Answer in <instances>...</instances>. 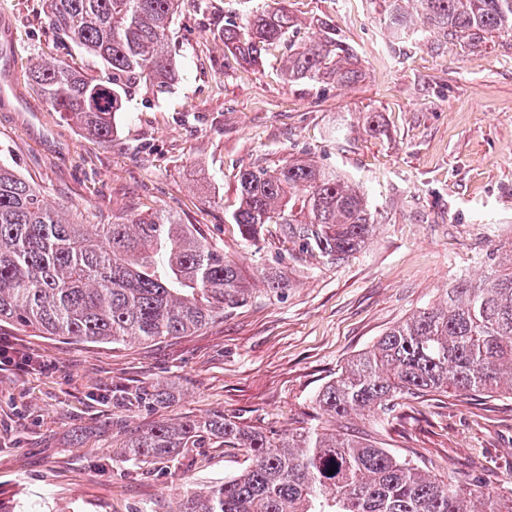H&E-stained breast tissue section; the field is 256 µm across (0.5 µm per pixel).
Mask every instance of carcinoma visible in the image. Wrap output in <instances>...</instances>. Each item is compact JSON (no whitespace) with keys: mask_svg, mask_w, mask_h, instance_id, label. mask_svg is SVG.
<instances>
[{"mask_svg":"<svg viewBox=\"0 0 512 512\" xmlns=\"http://www.w3.org/2000/svg\"><path fill=\"white\" fill-rule=\"evenodd\" d=\"M181 0H46L50 29L100 61L94 78L63 61H33L28 81L50 110L109 143L116 118L140 91L176 76L172 32ZM224 24V48L258 66L262 52L288 44L285 79L345 86L362 78L351 46L327 20L298 38L285 6ZM395 37L417 22L477 47L512 32V0H377ZM227 221L257 244L280 225L291 250L339 263L360 251L375 226L372 205L338 171L311 159L245 169ZM258 275L276 295L289 282L274 267ZM250 298L240 266L171 213L82 224L0 163V321L77 343L120 344L185 336ZM512 395V244L478 280L460 277L438 303L398 322L316 395L321 427L267 433L222 415L162 421L130 437L134 463L172 460L205 441L243 448L246 466L176 512H512L494 489L431 475L415 462L345 430L353 415H390L407 397L447 393Z\"/></svg>","mask_w":512,"mask_h":512,"instance_id":"cac0c4a2","label":"carcinoma"}]
</instances>
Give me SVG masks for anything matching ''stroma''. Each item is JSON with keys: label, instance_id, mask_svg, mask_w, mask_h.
I'll use <instances>...</instances> for the list:
<instances>
[{"label": "stroma", "instance_id": "35a3bbf8", "mask_svg": "<svg viewBox=\"0 0 512 512\" xmlns=\"http://www.w3.org/2000/svg\"><path fill=\"white\" fill-rule=\"evenodd\" d=\"M272 0H182L172 39L177 77L143 91L118 117L109 144L51 111L29 84L31 60L103 66L49 29L43 0H0L11 87L0 96V158L50 202L87 224L141 211L197 225L245 274L281 271L290 286L185 336L123 345L80 344L0 322V336L44 357L45 371L0 372V512H175L245 465L241 448H197L172 461L120 455L160 421L222 414L267 432L311 426L313 399L397 322L438 302L458 277L483 276L512 242V35L478 47L439 35L397 39L370 0H288L302 36L331 18L354 48L361 81L288 85L287 46L257 67L224 48V23ZM383 131L366 132L368 116ZM306 156L368 196L376 226L338 264L289 255L277 231L245 241L226 216L237 176ZM168 392L150 399L154 388ZM146 396L127 403L120 392ZM352 434L434 473L512 496V395L451 393L406 400L388 418L351 417Z\"/></svg>", "mask_w": 512, "mask_h": 512}]
</instances>
